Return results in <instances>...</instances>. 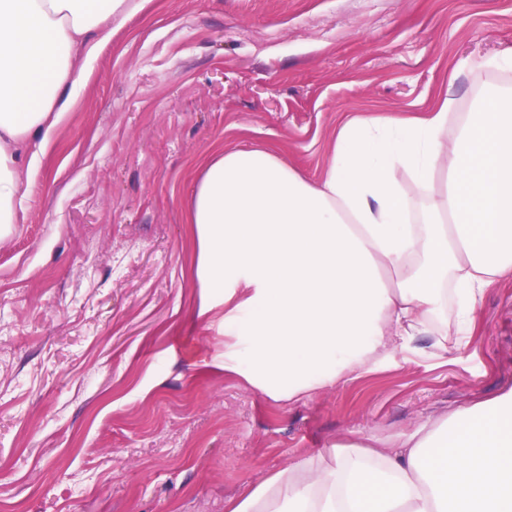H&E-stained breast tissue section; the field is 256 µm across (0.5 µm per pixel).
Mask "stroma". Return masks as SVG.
Masks as SVG:
<instances>
[{
  "label": "stroma",
  "instance_id": "35a3bbf8",
  "mask_svg": "<svg viewBox=\"0 0 512 512\" xmlns=\"http://www.w3.org/2000/svg\"><path fill=\"white\" fill-rule=\"evenodd\" d=\"M83 71L0 242V512H224L350 432L512 387L501 281L447 360L270 400L224 373L187 222L209 152L272 148L314 179L344 121L512 86V0H148Z\"/></svg>",
  "mask_w": 512,
  "mask_h": 512
}]
</instances>
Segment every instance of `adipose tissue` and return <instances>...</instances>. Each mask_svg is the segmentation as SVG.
<instances>
[{
    "instance_id": "obj_1",
    "label": "adipose tissue",
    "mask_w": 512,
    "mask_h": 512,
    "mask_svg": "<svg viewBox=\"0 0 512 512\" xmlns=\"http://www.w3.org/2000/svg\"><path fill=\"white\" fill-rule=\"evenodd\" d=\"M133 0H0V241L17 222L22 158L37 160L80 83L77 62ZM344 122L314 180L265 148L206 158L195 227L203 313L223 309L224 372L306 402L396 358L464 345L487 286L512 279V88L454 117ZM415 212L400 175L433 186ZM454 322H447V315ZM226 512H512V389L400 434L357 433L243 493Z\"/></svg>"
}]
</instances>
